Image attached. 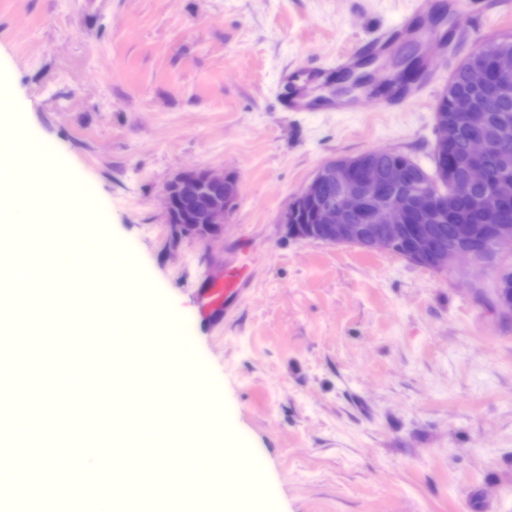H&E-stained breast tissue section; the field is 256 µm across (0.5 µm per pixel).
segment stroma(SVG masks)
I'll list each match as a JSON object with an SVG mask.
<instances>
[{"mask_svg": "<svg viewBox=\"0 0 512 512\" xmlns=\"http://www.w3.org/2000/svg\"><path fill=\"white\" fill-rule=\"evenodd\" d=\"M406 0H0V105L93 185L116 251L159 303L197 312L207 283L248 263L193 360L222 397L220 442L263 463L267 512H512V318L492 273L436 272L386 252L287 235L282 215L326 161L384 149L432 169L454 67L512 33V0H426L412 50L438 78L394 112L371 104L375 57ZM462 29L461 45L442 43ZM342 54L370 85H303ZM291 84V85H292ZM346 112L329 111L336 101ZM237 178L216 238L180 236L163 208L180 171Z\"/></svg>", "mask_w": 512, "mask_h": 512, "instance_id": "1", "label": "stroma"}]
</instances>
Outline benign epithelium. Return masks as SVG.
<instances>
[{
    "instance_id": "benign-epithelium-1",
    "label": "benign epithelium",
    "mask_w": 512,
    "mask_h": 512,
    "mask_svg": "<svg viewBox=\"0 0 512 512\" xmlns=\"http://www.w3.org/2000/svg\"><path fill=\"white\" fill-rule=\"evenodd\" d=\"M493 60L503 87L512 81V51L501 47ZM464 75L471 89H485L487 76L480 50L467 58ZM454 109L466 116L470 134L465 141V172L454 180L451 196L469 201L477 187L490 182L487 161L502 146L481 132L484 115L473 98L456 97ZM405 174L404 162L380 167L365 153L330 160L284 211L282 224L295 239L387 252L441 272L463 258L488 268L485 255L491 251L499 258L498 268L493 270L498 287L512 286V225L457 224L454 238L447 241L440 236V227L453 219L448 207L430 183L408 185ZM164 194L170 220L182 202L200 207V223L175 224L177 234L217 237L224 232L238 185L234 178L213 171H189L170 180ZM511 200L512 185L502 179L495 186L489 207L494 209ZM303 207L312 211L310 224L300 223Z\"/></svg>"
}]
</instances>
